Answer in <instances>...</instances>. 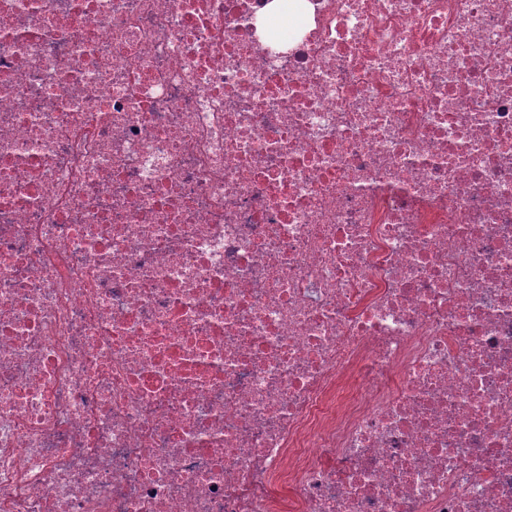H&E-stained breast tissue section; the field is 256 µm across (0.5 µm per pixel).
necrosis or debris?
Returning <instances> with one entry per match:
<instances>
[{
	"label": "necrosis or debris",
	"mask_w": 512,
	"mask_h": 512,
	"mask_svg": "<svg viewBox=\"0 0 512 512\" xmlns=\"http://www.w3.org/2000/svg\"><path fill=\"white\" fill-rule=\"evenodd\" d=\"M0 0V512H512V0Z\"/></svg>",
	"instance_id": "4bbe7bcc"
}]
</instances>
